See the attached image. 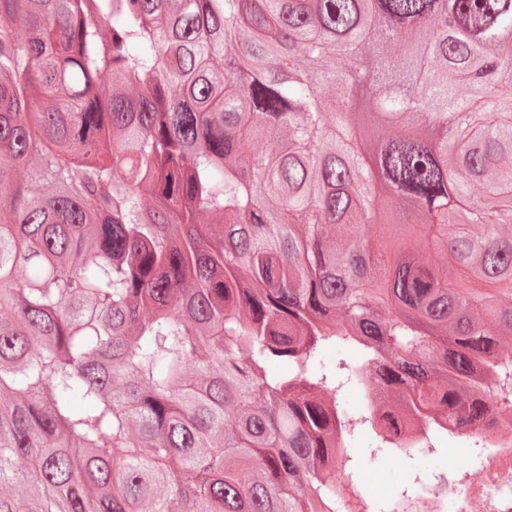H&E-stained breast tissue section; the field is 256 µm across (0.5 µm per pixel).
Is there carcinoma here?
<instances>
[{
    "label": "carcinoma",
    "instance_id": "carcinoma-1",
    "mask_svg": "<svg viewBox=\"0 0 512 512\" xmlns=\"http://www.w3.org/2000/svg\"><path fill=\"white\" fill-rule=\"evenodd\" d=\"M507 337L512 0H0V512H336L324 351L451 433Z\"/></svg>",
    "mask_w": 512,
    "mask_h": 512
}]
</instances>
